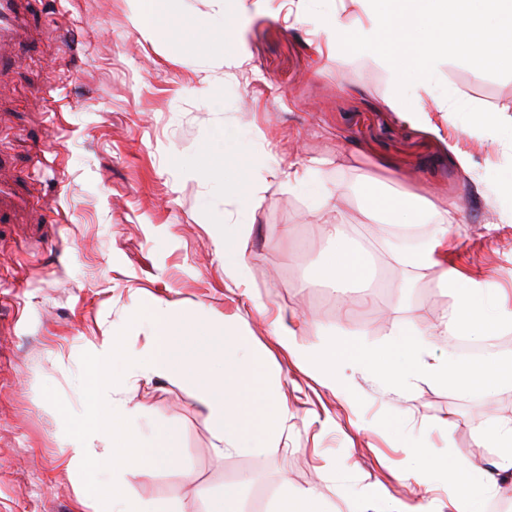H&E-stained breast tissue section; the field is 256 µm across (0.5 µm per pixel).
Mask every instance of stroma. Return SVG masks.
Here are the masks:
<instances>
[{"label":"stroma","mask_w":512,"mask_h":512,"mask_svg":"<svg viewBox=\"0 0 512 512\" xmlns=\"http://www.w3.org/2000/svg\"><path fill=\"white\" fill-rule=\"evenodd\" d=\"M243 5L233 32L204 41L194 30L219 22L215 0H169L172 28L151 41L131 0H18L21 35L0 47V185L14 193L0 222V512H77L80 476L41 388L79 411L81 353L122 330L126 347H144L148 330L129 320L155 299L188 313L184 330H228L267 349L288 420L265 454L222 457L192 383L130 379L119 398L136 412L134 433L172 435L182 460L134 482L136 505L204 512L247 474L243 498L269 484L316 490L318 512H386L424 492L406 472L415 448L497 455L475 432L512 420V389L461 395L424 373L391 385L348 369L353 408L277 346L273 326L312 348L383 346L452 307L440 269L418 274L398 261L430 225L392 245L361 223V200L380 185L461 209L447 265L512 294V199L493 185L512 145L472 124L473 112L512 104V75L442 61L434 92L452 113L437 131L390 109L381 65L319 52L316 18L332 0H304L297 16L289 0ZM232 56L240 67L225 66ZM221 136L244 174L234 194L185 169ZM311 182L337 196L387 284L339 293L309 279L331 245ZM244 195L259 207L242 206ZM219 224L244 227L243 281L224 266Z\"/></svg>","instance_id":"stroma-1"}]
</instances>
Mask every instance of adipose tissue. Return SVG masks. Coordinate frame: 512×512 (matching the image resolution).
Here are the masks:
<instances>
[{
	"mask_svg": "<svg viewBox=\"0 0 512 512\" xmlns=\"http://www.w3.org/2000/svg\"><path fill=\"white\" fill-rule=\"evenodd\" d=\"M339 4L358 9L360 15L348 25L341 22L338 11L321 17L326 51L339 59L353 55L381 60L395 82L406 70L417 75L420 93L402 109L409 118L428 124L432 112H448L447 101L438 97H434L433 109H426L422 96L431 94L430 75L449 55H462L480 76L497 71L512 73V0H339ZM225 155L224 141H216L203 150L194 170L198 176L221 183L225 191L232 192L237 188L238 178L225 166ZM361 213L368 223L388 229L434 224L435 229L423 247L403 256L402 261L412 269L441 268L445 286L458 292L452 310L431 325L410 322L383 346L342 342L311 350L297 344L294 330L284 324L274 329L278 346L312 366L323 384L340 394L346 391L337 371L341 364L390 383L425 371L461 394L488 385L511 386L512 358L493 350L484 366H460L455 379L449 377L447 365L438 364L427 370L421 365L426 337L471 336L491 340L498 336L500 320L507 312L500 296L486 291L481 282L466 277L457 268L443 267L448 227L459 223L458 214L428 200L386 191L367 196ZM331 234L335 245L310 268V278L340 288L367 282L371 268L365 251L352 244L349 224L336 220L331 225ZM477 436L483 444L498 449L493 465L424 452L412 467V477L428 486L445 473L465 472L471 476L474 487L455 494L451 502L453 512H484L485 489L512 491L511 482L499 480L500 475L512 473V423L488 424L478 430Z\"/></svg>",
	"mask_w": 512,
	"mask_h": 512,
	"instance_id": "ef3b65f1",
	"label": "adipose tissue"
}]
</instances>
